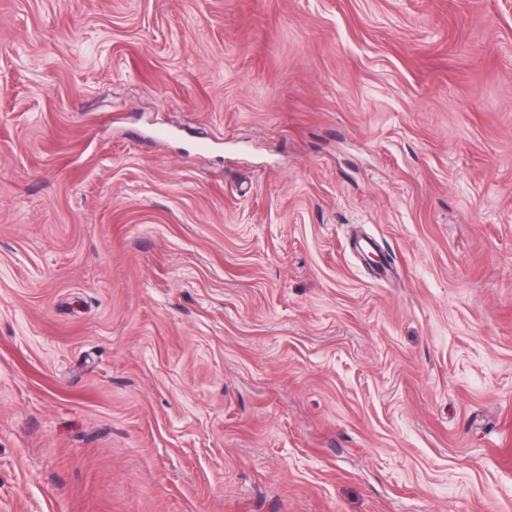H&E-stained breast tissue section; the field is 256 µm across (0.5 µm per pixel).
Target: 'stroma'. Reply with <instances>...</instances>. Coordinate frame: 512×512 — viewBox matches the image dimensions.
I'll return each mask as SVG.
<instances>
[{
  "mask_svg": "<svg viewBox=\"0 0 512 512\" xmlns=\"http://www.w3.org/2000/svg\"><path fill=\"white\" fill-rule=\"evenodd\" d=\"M0 512H512V0H0Z\"/></svg>",
  "mask_w": 512,
  "mask_h": 512,
  "instance_id": "stroma-1",
  "label": "stroma"
}]
</instances>
